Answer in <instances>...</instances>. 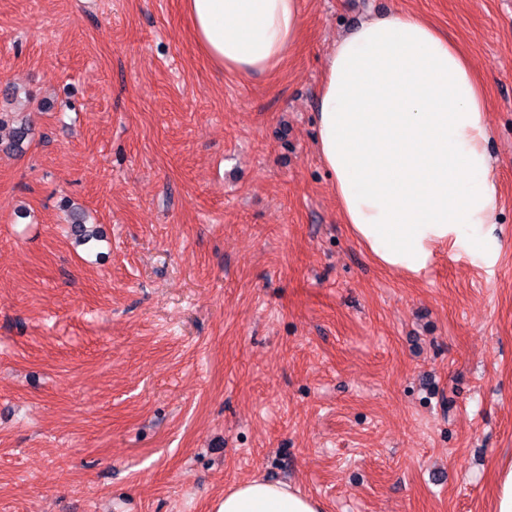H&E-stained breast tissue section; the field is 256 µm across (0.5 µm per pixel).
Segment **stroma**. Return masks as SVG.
<instances>
[{
	"instance_id": "obj_1",
	"label": "stroma",
	"mask_w": 512,
	"mask_h": 512,
	"mask_svg": "<svg viewBox=\"0 0 512 512\" xmlns=\"http://www.w3.org/2000/svg\"><path fill=\"white\" fill-rule=\"evenodd\" d=\"M180 0H0V512H215L285 481L323 512H494L512 464V0H303L263 75ZM411 11L482 83L494 265L415 279L343 224L318 154L326 56ZM100 232L79 245L63 199ZM20 113L0 112V129L11 123V136L9 147L13 150H21L25 142H29L32 134L30 120L26 116L19 117Z\"/></svg>"
}]
</instances>
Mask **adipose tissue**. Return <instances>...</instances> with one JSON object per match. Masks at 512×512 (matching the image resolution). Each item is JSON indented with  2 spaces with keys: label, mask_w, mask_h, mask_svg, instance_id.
Returning <instances> with one entry per match:
<instances>
[{
  "label": "adipose tissue",
  "mask_w": 512,
  "mask_h": 512,
  "mask_svg": "<svg viewBox=\"0 0 512 512\" xmlns=\"http://www.w3.org/2000/svg\"><path fill=\"white\" fill-rule=\"evenodd\" d=\"M302 0H183L208 60L250 76L298 42ZM486 98L464 51L418 14L371 16L327 55L317 149L352 236L382 266L419 277L435 249L490 265L500 245ZM216 512H322L293 485L254 479Z\"/></svg>",
  "instance_id": "obj_1"
}]
</instances>
